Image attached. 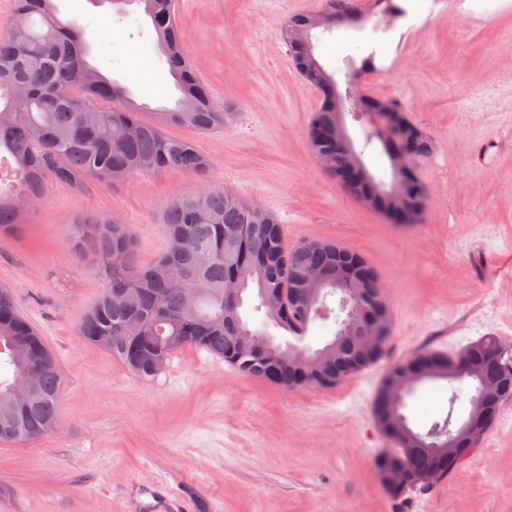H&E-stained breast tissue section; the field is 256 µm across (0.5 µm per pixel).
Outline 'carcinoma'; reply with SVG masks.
Masks as SVG:
<instances>
[{
    "instance_id": "carcinoma-1",
    "label": "carcinoma",
    "mask_w": 512,
    "mask_h": 512,
    "mask_svg": "<svg viewBox=\"0 0 512 512\" xmlns=\"http://www.w3.org/2000/svg\"><path fill=\"white\" fill-rule=\"evenodd\" d=\"M136 2L151 19L180 91L175 108L159 109L147 118L122 85L90 65L85 31L62 20L54 0H15L8 30L0 35V162L13 173V182H0V237L22 232L30 209L17 199L39 203L48 178L80 187L90 178L116 183L150 171L200 176L208 169L207 157L193 141L171 138L165 130L180 126L210 131L224 124V113L216 110L208 88L184 60L183 34L172 0ZM303 27L304 19L295 15L280 31L295 61L307 55V46L294 39ZM307 83L325 90L308 128L311 151L328 156L330 175L339 184H360L346 152L336 143L333 103L338 84L327 87L310 79ZM375 142L386 155L400 148L417 159L432 152L428 136L410 132L386 140L366 134L362 147L352 143L349 148L361 157ZM396 181L415 205V217L402 223H419L428 188L416 166L390 172L389 182ZM163 224L167 248L152 265L143 267L128 225L103 215L74 221L75 255L96 267L105 282L78 335L119 359L134 376L151 380L157 376L156 360L168 361L194 346L284 389H327L385 356L389 335L339 343L333 338L317 350L283 347L272 339L248 352L238 347L237 336L249 322L241 312L244 297L235 305L228 298L234 285L241 286L243 294L255 291L259 336L268 335L271 323L299 340L317 320L338 326L343 299L350 291L359 295L372 320L391 327L384 285L360 256L324 241L286 251L283 226L275 214L248 208L219 186L178 196ZM314 267L339 268L347 279L339 300L336 279L322 290L324 316L293 300L301 277ZM503 343L501 337L488 335L455 357L424 350L386 369L373 414L381 432L396 444L375 459L380 483L389 495L399 498L428 490L427 475L441 479L479 449L501 405L512 400V351L499 352ZM21 348L37 379L35 393L18 397L10 386L18 369L15 354ZM421 370L431 373L428 380L448 384V413L424 432L412 429L403 413L412 393L406 381ZM60 383L55 354L19 313L11 290L0 284V442L35 440L51 432L60 414ZM459 406L472 420L466 436L460 434L455 418Z\"/></svg>"
}]
</instances>
